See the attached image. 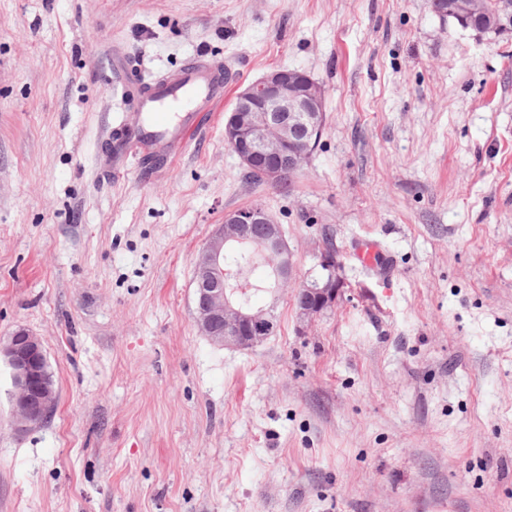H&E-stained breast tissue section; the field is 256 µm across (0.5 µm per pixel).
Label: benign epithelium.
I'll return each mask as SVG.
<instances>
[{
    "mask_svg": "<svg viewBox=\"0 0 512 512\" xmlns=\"http://www.w3.org/2000/svg\"><path fill=\"white\" fill-rule=\"evenodd\" d=\"M477 0H458L451 12L459 27L479 36L512 37V0H497L485 13ZM324 90L305 73L272 68L238 93L224 121V140L242 165L276 185L287 173L300 170L323 131ZM255 247L274 259L281 277L290 279L293 252L281 225L260 205L224 214L199 251L193 271L195 320L212 342L251 349L276 333L272 308H252L226 292L224 250ZM320 264L328 271L322 280L305 282L295 290L299 328L337 305L345 280L336 257L323 253ZM0 358L10 371L13 428L23 433L44 425L53 414L58 392L48 372L43 341L20 327L0 342Z\"/></svg>",
    "mask_w": 512,
    "mask_h": 512,
    "instance_id": "benign-epithelium-1",
    "label": "benign epithelium"
}]
</instances>
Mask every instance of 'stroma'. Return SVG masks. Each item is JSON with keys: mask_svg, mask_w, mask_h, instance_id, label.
<instances>
[{"mask_svg": "<svg viewBox=\"0 0 512 512\" xmlns=\"http://www.w3.org/2000/svg\"><path fill=\"white\" fill-rule=\"evenodd\" d=\"M194 53L237 92L275 67L325 89L286 188L248 178L203 118L176 163L112 176L122 92ZM261 203L294 283L334 250L336 307L212 343L194 261ZM380 243L379 273L355 252ZM39 336L58 390L12 426L0 512H512V39L429 0H0V340Z\"/></svg>", "mask_w": 512, "mask_h": 512, "instance_id": "obj_1", "label": "stroma"}]
</instances>
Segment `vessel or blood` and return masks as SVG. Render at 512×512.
I'll list each match as a JSON object with an SVG mask.
<instances>
[{"label": "vessel or blood", "instance_id": "obj_1", "mask_svg": "<svg viewBox=\"0 0 512 512\" xmlns=\"http://www.w3.org/2000/svg\"><path fill=\"white\" fill-rule=\"evenodd\" d=\"M228 78L222 60L199 54L155 81L139 83L137 110L115 135L114 176H122L133 162L181 154L198 114L216 113L223 104Z\"/></svg>", "mask_w": 512, "mask_h": 512}]
</instances>
